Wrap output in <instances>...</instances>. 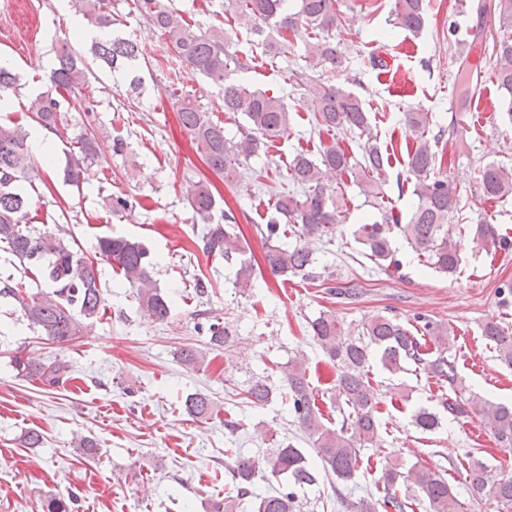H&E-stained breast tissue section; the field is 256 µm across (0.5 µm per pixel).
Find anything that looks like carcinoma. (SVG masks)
Masks as SVG:
<instances>
[{
    "instance_id": "carcinoma-1",
    "label": "carcinoma",
    "mask_w": 512,
    "mask_h": 512,
    "mask_svg": "<svg viewBox=\"0 0 512 512\" xmlns=\"http://www.w3.org/2000/svg\"><path fill=\"white\" fill-rule=\"evenodd\" d=\"M87 24L107 36L92 41L88 54L100 66L111 71L133 73L138 67L139 51L132 40L112 33V14L107 0H76ZM245 20L253 22L252 31L261 36L267 29L297 31L302 27L313 31H329L339 19L337 0H235ZM138 11L148 23L159 28L179 54L193 69L222 86L224 111L240 114L246 121L241 138L232 142L224 137V125L212 120L193 102H175L178 123L190 135L206 166L215 174L236 170L243 161L267 149L270 140L288 132V105L279 97L230 80V64L238 63L231 52L230 41L223 30L195 33L188 29L180 13L162 6L160 0H137ZM426 0H397L395 24L411 32L424 26ZM492 53L499 57V87L512 96V33H504L493 42ZM309 57L335 67L340 55L330 40L319 38L308 45ZM87 67L86 56L62 43L56 51V63L49 80L54 90L74 88ZM303 98L313 112L318 131H359L367 139L361 144L362 160L351 162V156L336 144L328 145L316 157L298 152L288 162L287 177L301 188V193H281L274 202V214L260 234L265 240L266 268L276 276L309 275L314 258L305 245L288 248L280 244L281 225L306 240L320 239L347 218L345 184L352 182L371 206L381 213L382 221L361 222L353 236L363 245L365 255L377 267L387 270L398 265L392 249L391 235L399 231L420 255H425L436 268L453 274L460 259L462 233L454 232L453 222L459 215L457 186L438 168V151L426 138L432 117L429 112L407 113V126L415 136V146L408 151L407 172L415 178L413 194L417 205L403 224L384 205L379 183L386 181L389 157L373 143L369 112L357 96L322 82L319 77L304 76ZM18 90L14 70L0 63V105ZM29 118L43 127L57 129L63 123L60 101L51 92L36 96L28 105ZM77 153L69 157L64 180L78 183L86 165L100 158V142L93 130L77 137ZM39 174L30 152L28 132L14 121H0V251L18 259L28 270L36 268L51 282L53 291L28 293L19 285L5 284L0 295L13 298L21 317L40 333L41 339L53 344H66L82 335L94 319L105 310L106 298L100 286L99 264L107 263L123 276L134 290L139 306L160 321L170 314L167 297L155 286L150 276V250L144 242L123 236H101L96 255L91 259L75 250L71 241L51 231L36 232L19 224L18 214L29 205L28 197L17 182ZM483 197L498 200L512 194V169L487 165L480 171ZM184 194L206 232L202 251L215 258L230 259L243 253L244 246L232 223L235 217L224 213V222L212 223L218 202L203 180L187 182ZM469 243L474 250H506L512 247L509 237L498 233L495 225L481 221L471 229ZM256 273L252 259L244 258L236 272V283L249 288ZM313 339L331 366L336 369V407L342 416L340 427L332 429L322 422L318 406L319 393L312 387L304 361L294 359L283 366L282 374L288 395V406L295 422L311 441L324 472L339 480H348L362 467L361 449L380 442L378 414L380 404L376 389L366 370L369 354L374 352L383 370L391 375L404 370L411 361L416 369L453 390L460 380L458 360L446 355L451 331L444 324L426 321L420 334H414L397 319L378 315L363 324L358 336H346L332 313H320L312 323ZM209 343L224 347L231 334L219 323L208 326ZM482 336L492 345L500 360L512 365V331L496 323L482 329ZM180 364L195 371L204 364L203 354L191 347L177 351ZM16 376L36 379L47 388H56L69 380L70 365L58 357L42 360L18 350L11 358ZM254 407L268 404L274 388L263 379L249 381L244 391ZM467 405L480 414L502 448L512 447V405L494 403L478 394L467 399ZM186 411L196 419H208L215 402L204 393L190 394L185 399ZM413 423L431 431L440 425L439 414L421 406L414 411ZM467 477L474 488L505 508H512V478L498 476L493 466L468 453ZM268 475L277 480L286 475L295 486H311L318 482V470L304 451L291 442H283L263 459ZM232 470L235 495L210 504L209 512H242L243 502L252 496L256 460L236 453ZM382 495H368L359 501L339 498L346 512H407L415 506L424 512H461L462 504L445 477L423 467L403 472L390 464L378 479ZM404 487V495L398 487ZM74 496H50L40 503L42 512H74ZM294 491L282 488L259 498L253 512H299Z\"/></svg>"
}]
</instances>
